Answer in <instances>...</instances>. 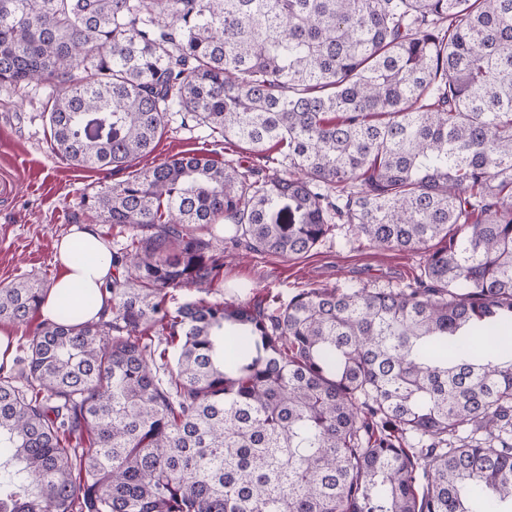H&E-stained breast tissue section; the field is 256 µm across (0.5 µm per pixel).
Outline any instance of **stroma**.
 Listing matches in <instances>:
<instances>
[{
	"mask_svg": "<svg viewBox=\"0 0 512 512\" xmlns=\"http://www.w3.org/2000/svg\"><path fill=\"white\" fill-rule=\"evenodd\" d=\"M47 93V87L33 84L0 87V183L12 185L0 193V286L22 277L51 283L59 273L54 245L73 226L97 224L112 250L126 246L130 238L129 230L98 223L81 205L83 196L125 180L127 171L78 167L62 158L42 111ZM186 151L205 152L219 162L239 158L263 176L274 169L265 159L207 138L203 129L182 125L177 115L155 152L135 166L150 167ZM421 265L420 252L374 249L358 239L350 225L339 223L303 256L280 257L243 244L226 247L214 285L180 291L177 298L210 300L219 292L225 300L251 299L273 310L310 287L402 288L420 276Z\"/></svg>",
	"mask_w": 512,
	"mask_h": 512,
	"instance_id": "1",
	"label": "stroma"
}]
</instances>
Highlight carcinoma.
I'll list each match as a JSON object with an SVG mask.
<instances>
[{"instance_id":"carcinoma-1","label":"carcinoma","mask_w":512,"mask_h":512,"mask_svg":"<svg viewBox=\"0 0 512 512\" xmlns=\"http://www.w3.org/2000/svg\"><path fill=\"white\" fill-rule=\"evenodd\" d=\"M32 83L76 166L180 112L289 174L176 154L88 197L144 235L112 317L0 373V512H512V0H0V85ZM338 219L420 279L168 306L224 267L189 225L298 256Z\"/></svg>"}]
</instances>
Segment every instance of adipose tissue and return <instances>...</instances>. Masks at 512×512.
I'll list each match as a JSON object with an SVG mask.
<instances>
[{"instance_id":"ef3b65f1","label":"adipose tissue","mask_w":512,"mask_h":512,"mask_svg":"<svg viewBox=\"0 0 512 512\" xmlns=\"http://www.w3.org/2000/svg\"><path fill=\"white\" fill-rule=\"evenodd\" d=\"M59 275L50 286L40 307L43 318L57 320L61 310L77 314L80 320L98 319L109 295L112 280V252L92 224L74 226L55 244Z\"/></svg>"}]
</instances>
